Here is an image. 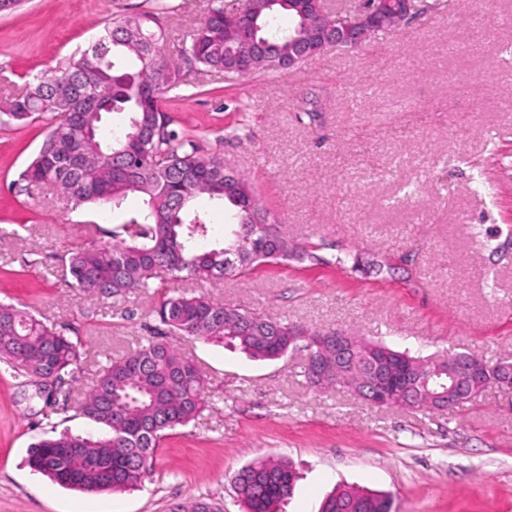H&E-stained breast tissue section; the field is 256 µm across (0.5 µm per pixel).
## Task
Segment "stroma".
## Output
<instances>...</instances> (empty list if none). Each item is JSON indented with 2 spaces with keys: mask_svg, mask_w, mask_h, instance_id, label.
Here are the masks:
<instances>
[{
  "mask_svg": "<svg viewBox=\"0 0 512 512\" xmlns=\"http://www.w3.org/2000/svg\"><path fill=\"white\" fill-rule=\"evenodd\" d=\"M165 48L177 54L212 0H167ZM156 0H25L0 13V102L87 45L115 16ZM169 94L172 127L223 154L265 206L323 263L291 260L184 291L243 306L273 321L335 327L435 356L512 355V0H464L418 12L349 50L301 67L227 77L191 72ZM48 130L42 120L0 123V300L88 348L84 379L159 328V295L128 298L132 316L103 312L96 295L62 280L61 257L105 242L90 212L51 202L23 174ZM351 252L363 267L341 269ZM371 260L398 271L379 277ZM207 379L208 405L162 441L150 474L123 492L64 488L27 464L48 423L0 372V512H170L208 500L244 512L231 478L266 456L298 472L283 512H320L337 488L389 495L393 512H512V392L486 389L449 411L378 407L348 388L321 393L303 375L305 353L254 360L174 336Z\"/></svg>",
  "mask_w": 512,
  "mask_h": 512,
  "instance_id": "35a3bbf8",
  "label": "stroma"
}]
</instances>
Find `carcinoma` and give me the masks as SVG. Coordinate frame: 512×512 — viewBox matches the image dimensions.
<instances>
[{
	"mask_svg": "<svg viewBox=\"0 0 512 512\" xmlns=\"http://www.w3.org/2000/svg\"><path fill=\"white\" fill-rule=\"evenodd\" d=\"M292 2L242 0L236 9L254 24L253 37L264 47L250 73L276 71L279 60L309 35L302 14L288 8ZM225 14L223 0H213L177 59L162 54L156 14L116 19L88 47L35 76L5 112L15 123L50 119L46 139L25 170L27 180L53 186L75 207H118L131 194L144 197V207L112 229V241L76 247L61 259L67 286L96 294L106 308L150 290L163 274L173 282L202 281L290 258L317 259L288 236L223 155L180 139L163 111L166 94L183 85L187 71L229 72L245 51L238 31L224 25ZM282 14L293 18V28L272 38L271 24ZM137 79L153 94L138 93ZM60 85L70 88L64 102L55 97ZM94 107L122 116V127L115 131L98 123L94 134L86 133L80 114ZM83 154H97L102 162L88 168L79 161ZM201 195L223 201L237 220L224 242L210 249L199 247L210 222L190 209ZM165 288L160 284L164 293L152 315L166 332L227 344L254 359L278 358L288 350L292 331L325 333ZM67 330L44 323L25 306L0 303V365L20 380L21 395L46 408L71 409L103 430L91 435L53 426L29 448V466L88 493L134 489L150 473L160 443L205 410V380L178 348L151 338L110 362L76 399L84 345ZM293 478L289 460L268 457L242 467L233 484L247 512H278L293 494ZM390 507L389 496L350 487L331 494L322 512H391Z\"/></svg>",
	"mask_w": 512,
	"mask_h": 512,
	"instance_id": "carcinoma-1",
	"label": "carcinoma"
}]
</instances>
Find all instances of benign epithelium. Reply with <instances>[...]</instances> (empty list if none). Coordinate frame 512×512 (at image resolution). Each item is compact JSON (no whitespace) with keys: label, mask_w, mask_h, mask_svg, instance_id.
I'll list each match as a JSON object with an SVG mask.
<instances>
[{"label":"benign epithelium","mask_w":512,"mask_h":512,"mask_svg":"<svg viewBox=\"0 0 512 512\" xmlns=\"http://www.w3.org/2000/svg\"><path fill=\"white\" fill-rule=\"evenodd\" d=\"M357 6L348 10V15L333 21L335 37L327 36L324 28L315 30L314 36L302 43L296 53L288 54L281 70L298 67L304 59H312L329 48H352L362 44L378 29L395 20L403 25L414 15L413 0H353ZM296 346L306 351L305 368L309 385L320 389L332 381V374H344L354 390L363 393L364 399L375 406H386L400 396L405 380L415 375L413 366H397L385 370L376 362L364 373L350 364L348 357L354 343L347 333L338 330L328 336H299ZM330 348L336 357V370L321 357L320 351ZM437 372L448 375V392L429 394L423 398L415 394L404 404L407 409L419 405L432 410H452L468 402L490 387L512 391V360L502 359L493 368H488L474 354L450 353L438 358Z\"/></svg>","instance_id":"1"}]
</instances>
